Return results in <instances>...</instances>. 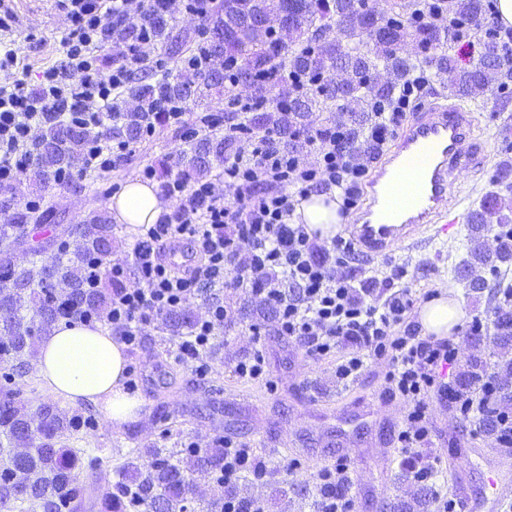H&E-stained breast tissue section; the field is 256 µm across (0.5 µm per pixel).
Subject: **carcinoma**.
I'll return each instance as SVG.
<instances>
[{
  "label": "carcinoma",
  "mask_w": 512,
  "mask_h": 512,
  "mask_svg": "<svg viewBox=\"0 0 512 512\" xmlns=\"http://www.w3.org/2000/svg\"><path fill=\"white\" fill-rule=\"evenodd\" d=\"M339 0H294L290 15L291 24L284 36L272 38L270 34L251 32L243 36L224 35V3L214 6L208 21L211 38L201 51L195 68L178 74L173 79H164L155 84L145 77H131L123 96L110 107L106 131L112 137L134 143L147 127L165 122V113L176 104L195 101L209 95L220 87L224 80L231 79L228 70L236 68L249 71L254 76V101L261 105L267 94L276 87L277 71L290 62L292 77H311L334 65L338 60L345 63L359 56L367 44L356 38L357 30L342 28L336 18ZM401 4L391 5L388 15L375 17L367 0H360L361 26L369 28L383 20L396 22ZM459 25L474 24L472 30L454 29L452 37L460 38L470 32H478L480 21L491 9L488 0H456ZM150 21L155 40L167 47L169 54L181 55L188 48L174 41L168 30V14L159 5L152 7ZM433 23L416 19L409 25L412 38L421 41L424 56L394 71L388 84L365 88L366 95L374 100L389 99L399 81L407 73L420 66L434 70V76L450 81L458 98L465 103H476L496 86L504 84V78H512V61L490 68L473 63L471 68L459 69L453 63L437 62V58L448 55L447 45L433 41ZM375 57L373 66L389 69L392 47L389 42H373ZM288 94L295 95L291 107L293 123L282 127L287 134L293 125L300 123L313 107L314 100H300L302 93L292 85ZM102 136V133L77 125L51 124L42 129L33 170V184L41 185L68 170L87 145ZM233 145L232 138L210 135L199 140L190 158L186 175L200 178L210 173L209 158H222ZM494 181L512 188V158L500 160L493 173ZM504 202L497 194L484 196L480 209L468 215V240L473 244L470 259L466 261V279L476 291L497 292L502 288L512 290V278H506L507 266H512V231H507V216L503 214ZM500 215L499 233L495 234V246L484 245L485 233L492 230L485 215ZM47 218L42 214L33 216L22 213L14 224L0 225V360L11 363V371L3 374L0 384V509L11 510L32 502L37 512H127L137 502H149L158 512L173 506L185 508L183 502L190 492L184 471L170 462L173 453L165 448L149 451L151 469L136 480L126 474L125 468L117 470L118 481L113 491L98 498L94 488L81 482L86 450L69 448L63 442L64 435L78 429L91 420L79 413L63 414L52 403H42L32 408L21 399L16 379L29 374L35 355L36 341L47 335L59 319L66 317L72 305L91 311H104L112 300L106 289L85 287L80 267L88 255L106 256L112 252L111 223L107 213L95 212L81 224L69 229V235L78 241L74 252H61L50 264L39 268L12 267L9 251L20 240L29 222L39 223ZM493 281H488L486 274ZM36 309V319L27 321L20 312L24 308ZM172 331L178 333L194 325V316L189 310L174 311L166 316ZM496 334L494 342L501 348L512 346V310L500 309L495 316ZM484 362L479 358L470 361L460 379V388H468L479 380ZM30 440V452L17 458L11 452L14 444ZM224 462V449L212 448L199 456L196 466L210 469Z\"/></svg>",
  "instance_id": "cac0c4a2"
}]
</instances>
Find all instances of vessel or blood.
I'll return each mask as SVG.
<instances>
[{"instance_id":"vessel-or-blood-1","label":"vessel or blood","mask_w":512,"mask_h":512,"mask_svg":"<svg viewBox=\"0 0 512 512\" xmlns=\"http://www.w3.org/2000/svg\"><path fill=\"white\" fill-rule=\"evenodd\" d=\"M477 147L469 113L461 107L421 108L396 135L367 183L368 203L354 212L342 232L359 258L401 247L447 215L458 199L451 175L473 164ZM489 480L491 495H457L465 512L503 507L512 502V448L499 449Z\"/></svg>"}]
</instances>
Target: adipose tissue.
<instances>
[{"label":"adipose tissue","mask_w":512,"mask_h":512,"mask_svg":"<svg viewBox=\"0 0 512 512\" xmlns=\"http://www.w3.org/2000/svg\"><path fill=\"white\" fill-rule=\"evenodd\" d=\"M112 220L137 232L156 223L164 210L156 184L127 179L109 204ZM335 192H314L297 204L294 223L306 225L322 238L333 237L340 218ZM456 291L440 285L438 295L421 307L418 320L423 334L445 339L463 319ZM129 359L123 344L99 325L60 322L40 347L38 380L41 386L64 402L86 403L99 408L112 424L135 420L142 406L140 397L126 389Z\"/></svg>","instance_id":"adipose-tissue-1"}]
</instances>
